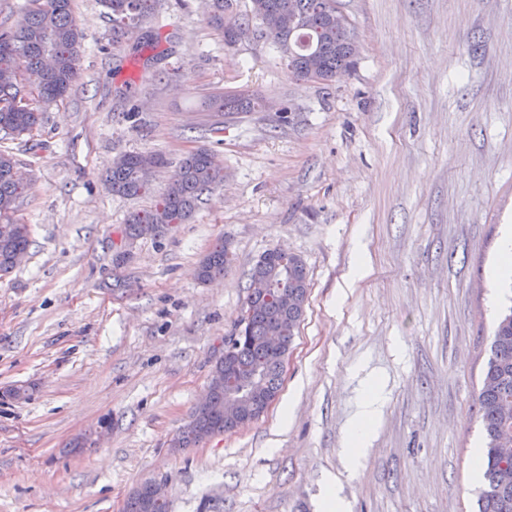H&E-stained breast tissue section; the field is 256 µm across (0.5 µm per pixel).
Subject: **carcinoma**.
<instances>
[{
	"instance_id": "carcinoma-1",
	"label": "carcinoma",
	"mask_w": 512,
	"mask_h": 512,
	"mask_svg": "<svg viewBox=\"0 0 512 512\" xmlns=\"http://www.w3.org/2000/svg\"><path fill=\"white\" fill-rule=\"evenodd\" d=\"M157 0H103L112 21V40L116 41L138 28L152 14ZM320 0H252L251 15L224 22V14L233 8L232 0H210L208 23L224 35V44L233 45L231 27L242 26L249 17L261 18L268 37L283 53L288 45L307 37L305 49H297L298 68H317L329 80L347 71L354 62L348 37L336 32L332 15L318 8ZM300 18L294 32H288V12ZM18 24L0 28V130L20 137L41 122L43 106L65 97L79 74L83 31L72 15L71 0H29L21 9ZM54 57L50 71L42 69V58ZM165 164L156 153H130L112 166L108 181L112 192L133 197L148 191L142 172ZM18 160L12 151L0 149V277L16 268L15 256L28 251L31 240L28 225L13 219L25 185L15 177ZM224 180L223 168L206 149L187 154L180 162L165 193L154 207L129 216L125 239L159 238L187 223L202 196ZM226 243L215 242L200 261L197 278L206 283L224 275L229 263ZM262 277L282 296L268 300L249 295L251 317L242 334L224 345V355L212 370L210 400L203 410L194 408L184 430L173 441L175 448H188L203 439L224 433V371L239 383L235 396L246 400L245 409L263 395L278 393L281 363L298 333L304 310L286 303L284 296L295 294L308 299L309 277L303 261L275 249L263 253L250 271V278ZM283 337L282 347L271 348L266 337ZM485 440L482 461L484 484L477 494V512H512V458L498 452L501 439H512V306L500 315L491 341L482 386L476 396ZM142 484L129 494L124 512H168V503L155 504L146 499Z\"/></svg>"
}]
</instances>
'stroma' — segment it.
<instances>
[{
	"label": "stroma",
	"instance_id": "obj_1",
	"mask_svg": "<svg viewBox=\"0 0 512 512\" xmlns=\"http://www.w3.org/2000/svg\"><path fill=\"white\" fill-rule=\"evenodd\" d=\"M71 7L78 78L5 142L28 178L15 217L31 246L0 280V512H124L146 482L171 512H320L330 485L347 512H476V396L512 305L493 276L512 231V0H337L359 54L328 83L298 82L261 34L225 46L206 0H158L118 43L102 0ZM230 94L253 108L218 111ZM200 148L223 186L189 223L125 241ZM135 152L166 159L151 194H112L106 171ZM220 238L231 263L200 284ZM273 248L310 281L277 399L172 447ZM377 403V393L374 386H371L367 395L361 401L359 410L352 422L350 436L345 448L349 456L357 457L361 453L376 414Z\"/></svg>",
	"mask_w": 512,
	"mask_h": 512
}]
</instances>
